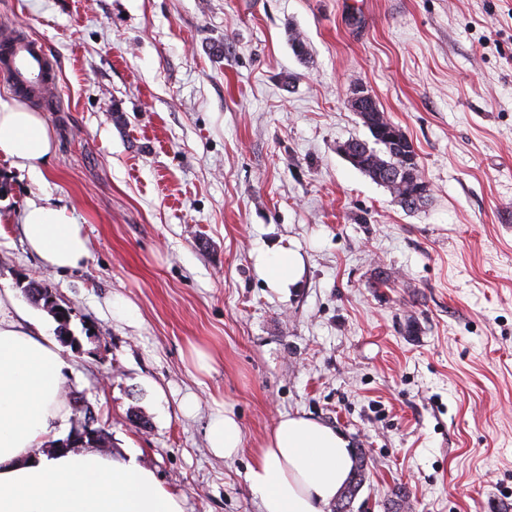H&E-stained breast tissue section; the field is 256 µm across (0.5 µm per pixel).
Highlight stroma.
<instances>
[{"instance_id": "1", "label": "stroma", "mask_w": 512, "mask_h": 512, "mask_svg": "<svg viewBox=\"0 0 512 512\" xmlns=\"http://www.w3.org/2000/svg\"><path fill=\"white\" fill-rule=\"evenodd\" d=\"M2 28L44 41L59 98L43 181L0 158V289L51 335L23 282L69 308L65 388L111 453L183 512H259L250 450L306 415L365 457L349 512H512V0H0ZM359 89L414 145L419 210L339 151L370 136ZM32 199L81 224L80 268L28 251ZM271 246L296 284L258 273ZM302 270V259L294 251L275 248L260 256L261 274L277 287L294 285L300 279ZM207 442L214 454L226 459L236 457L244 448V433L236 414L224 403V410H217L208 426Z\"/></svg>"}]
</instances>
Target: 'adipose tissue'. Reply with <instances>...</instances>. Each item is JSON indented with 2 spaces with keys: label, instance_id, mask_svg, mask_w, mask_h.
<instances>
[{
  "label": "adipose tissue",
  "instance_id": "obj_1",
  "mask_svg": "<svg viewBox=\"0 0 512 512\" xmlns=\"http://www.w3.org/2000/svg\"><path fill=\"white\" fill-rule=\"evenodd\" d=\"M54 152V134L41 113L18 100L0 105V157L38 179ZM19 224L46 267L72 270L90 257L81 225L63 208L29 202ZM302 270L300 255L290 250L260 257L261 274L281 288L295 284ZM27 320L12 291H0V512H183L179 499L136 457L96 448L41 453L70 415V396L62 389L70 364L55 341L27 329ZM207 442L224 458L240 453L244 433L231 408L212 416ZM353 467L341 432L284 414L253 449L247 481L261 512H328Z\"/></svg>",
  "mask_w": 512,
  "mask_h": 512
}]
</instances>
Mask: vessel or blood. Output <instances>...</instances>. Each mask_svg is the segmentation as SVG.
Segmentation results:
<instances>
[{
  "instance_id": "1",
  "label": "vessel or blood",
  "mask_w": 512,
  "mask_h": 512,
  "mask_svg": "<svg viewBox=\"0 0 512 512\" xmlns=\"http://www.w3.org/2000/svg\"><path fill=\"white\" fill-rule=\"evenodd\" d=\"M0 75L35 95L58 86V71L45 46L30 37H13L0 49Z\"/></svg>"
}]
</instances>
